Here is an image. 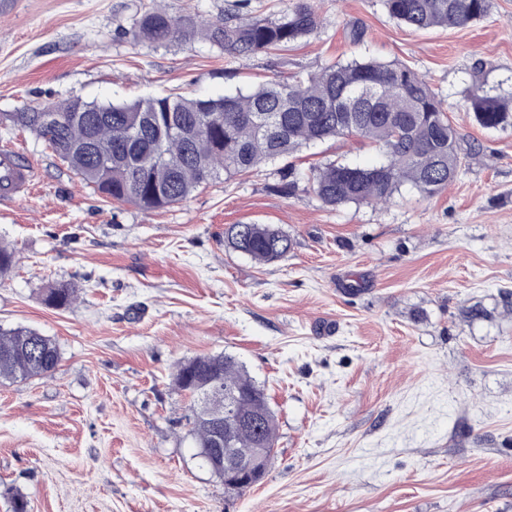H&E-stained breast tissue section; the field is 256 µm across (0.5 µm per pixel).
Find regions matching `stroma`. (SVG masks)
<instances>
[{
  "label": "stroma",
  "instance_id": "35a3bbf8",
  "mask_svg": "<svg viewBox=\"0 0 512 512\" xmlns=\"http://www.w3.org/2000/svg\"><path fill=\"white\" fill-rule=\"evenodd\" d=\"M151 0H12L0 12V144L32 158L29 196L0 201V327L59 350L54 372L0 382V512H512V127L481 128L478 85L512 89V0L453 30L398 25L382 0H316L318 29L271 53L127 34ZM360 28L352 41L348 32ZM352 58L408 64L448 104L459 175L428 197L323 206L312 167L379 149L328 141L155 211L86 186L14 127L23 106L73 95L218 97ZM295 169L292 193L279 189ZM293 240L259 264L224 229ZM78 298L58 308L48 289ZM489 312L470 320L468 308ZM224 352L264 386L275 454L246 494L224 491L189 434L178 362Z\"/></svg>",
  "mask_w": 512,
  "mask_h": 512
}]
</instances>
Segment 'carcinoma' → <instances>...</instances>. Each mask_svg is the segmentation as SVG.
Here are the masks:
<instances>
[{"instance_id": "cac0c4a2", "label": "carcinoma", "mask_w": 512, "mask_h": 512, "mask_svg": "<svg viewBox=\"0 0 512 512\" xmlns=\"http://www.w3.org/2000/svg\"><path fill=\"white\" fill-rule=\"evenodd\" d=\"M240 0L215 22L177 17L152 8L128 35L134 41L169 46L200 37L229 55L278 50L318 28L313 0H295L276 19L244 14ZM388 15L415 30L454 29L483 18L491 0H384ZM476 122L485 129L512 126V94L482 86L466 98ZM16 126L43 139L81 181L107 199L152 211L186 200L225 174L246 175L264 164L330 139L354 137L377 147L383 160L362 167L330 161L307 176L311 191L326 206L379 204L409 185L434 196L458 174L457 133L445 101L405 63L338 60L293 81H275L217 98L148 96L133 102L98 103L73 96L60 102L27 105L13 113ZM225 247L260 264L285 257L291 237L274 224H231ZM75 289L49 290L46 300L66 307ZM53 339L38 331L0 328V379L25 381L55 370ZM219 371L224 384L247 395L245 406L261 412L260 433L229 423L238 448L257 439L267 452L263 470L274 457L275 415L264 390L236 359L223 352L180 363L178 389L208 382ZM195 445L206 447L207 421L196 409L188 415Z\"/></svg>"}]
</instances>
